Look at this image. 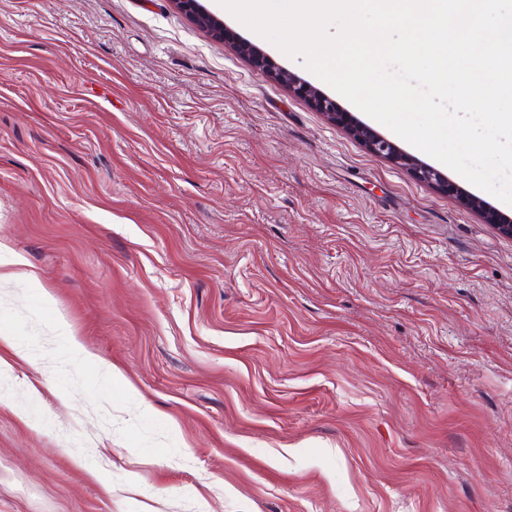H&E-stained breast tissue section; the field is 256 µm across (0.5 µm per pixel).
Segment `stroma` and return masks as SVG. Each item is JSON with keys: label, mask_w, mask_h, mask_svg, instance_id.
I'll return each mask as SVG.
<instances>
[{"label": "stroma", "mask_w": 512, "mask_h": 512, "mask_svg": "<svg viewBox=\"0 0 512 512\" xmlns=\"http://www.w3.org/2000/svg\"><path fill=\"white\" fill-rule=\"evenodd\" d=\"M204 5L0 0V512H512V206ZM200 0H173L175 6L187 14L198 26L214 37L224 38V23L215 14L204 8ZM235 48L244 55L248 52L251 53L256 58V63L265 67L273 78L288 85L295 94L310 100L315 108L322 112L329 121L345 126L348 133L363 143L370 151L398 164L410 167L423 182L452 192L453 188L443 181L438 171L419 164L416 159L409 155L400 153L391 142L378 137L370 128L356 122L347 112H338L336 104L332 100L322 96L311 85L298 81L287 70L280 68L275 62L261 55L252 45L239 42L235 45Z\"/></svg>", "instance_id": "stroma-1"}]
</instances>
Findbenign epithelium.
<instances>
[{
    "mask_svg": "<svg viewBox=\"0 0 512 512\" xmlns=\"http://www.w3.org/2000/svg\"><path fill=\"white\" fill-rule=\"evenodd\" d=\"M172 2L198 26L207 30L216 38H224L223 21L204 8L200 0H172ZM235 48L244 55L252 54L256 58V63L265 67L273 78L288 85L295 94L310 100L315 108L322 112L329 121L345 126L348 133L363 143L370 151L398 164L410 167L420 180L433 187L448 192L453 191V188L443 181L438 171L418 163L416 159L409 155L400 153L391 142L377 136L370 128L356 122L348 113L337 111L336 104L332 100L322 96L311 85L298 81L287 70L261 55L252 45L239 42L235 45Z\"/></svg>",
    "mask_w": 512,
    "mask_h": 512,
    "instance_id": "7a95c632",
    "label": "benign epithelium"
}]
</instances>
